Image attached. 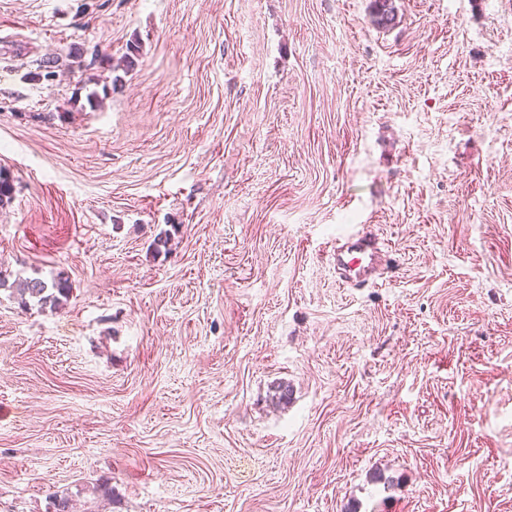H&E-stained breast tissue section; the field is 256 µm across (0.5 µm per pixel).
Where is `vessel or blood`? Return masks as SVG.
<instances>
[{
    "label": "vessel or blood",
    "mask_w": 512,
    "mask_h": 512,
    "mask_svg": "<svg viewBox=\"0 0 512 512\" xmlns=\"http://www.w3.org/2000/svg\"><path fill=\"white\" fill-rule=\"evenodd\" d=\"M378 238L367 229L349 235L333 252L341 281L349 286L369 284L380 263Z\"/></svg>",
    "instance_id": "obj_1"
}]
</instances>
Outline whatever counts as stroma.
<instances>
[{
  "label": "stroma",
  "instance_id": "35a3bbf8",
  "mask_svg": "<svg viewBox=\"0 0 512 512\" xmlns=\"http://www.w3.org/2000/svg\"><path fill=\"white\" fill-rule=\"evenodd\" d=\"M395 5L0 0V512H512V0ZM397 11L393 0H373L372 22L382 28L391 27L396 23ZM380 255L379 240L365 225L333 251L339 277L348 286L368 285L377 272ZM11 288L23 307L30 306V302L40 306L49 304L56 307L68 300L72 284L68 277L59 273L50 279L18 278L13 282Z\"/></svg>",
  "mask_w": 512,
  "mask_h": 512
}]
</instances>
